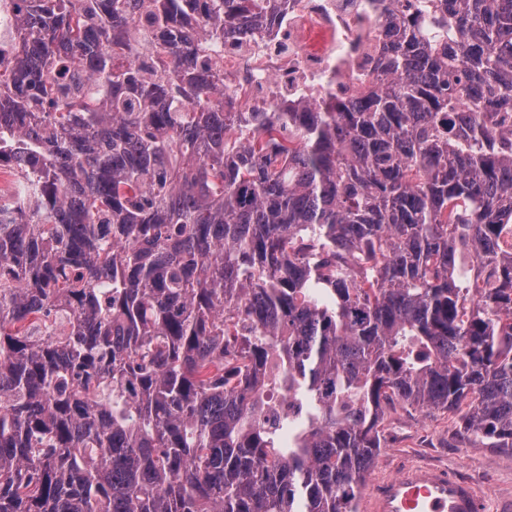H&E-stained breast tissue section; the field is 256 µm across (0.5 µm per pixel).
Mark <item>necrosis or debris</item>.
I'll list each match as a JSON object with an SVG mask.
<instances>
[{
  "mask_svg": "<svg viewBox=\"0 0 512 512\" xmlns=\"http://www.w3.org/2000/svg\"><path fill=\"white\" fill-rule=\"evenodd\" d=\"M425 0H275L277 17L254 40L227 41L211 61L224 74L228 112H294L350 101L387 81L379 60L393 40L387 8L417 15Z\"/></svg>",
  "mask_w": 512,
  "mask_h": 512,
  "instance_id": "1",
  "label": "necrosis or debris"
}]
</instances>
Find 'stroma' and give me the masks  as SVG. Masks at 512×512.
<instances>
[{"label":"stroma","instance_id":"stroma-1","mask_svg":"<svg viewBox=\"0 0 512 512\" xmlns=\"http://www.w3.org/2000/svg\"><path fill=\"white\" fill-rule=\"evenodd\" d=\"M456 422V416L448 413L386 405L378 426L382 448L368 479L394 474L403 458L436 463L470 479L495 512H504L512 506V453L493 448L486 440L459 436Z\"/></svg>","mask_w":512,"mask_h":512}]
</instances>
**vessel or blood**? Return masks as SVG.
I'll return each instance as SVG.
<instances>
[{
	"label": "vessel or blood",
	"instance_id": "1",
	"mask_svg": "<svg viewBox=\"0 0 512 512\" xmlns=\"http://www.w3.org/2000/svg\"><path fill=\"white\" fill-rule=\"evenodd\" d=\"M362 512H490L475 484L448 469L406 463L371 482Z\"/></svg>",
	"mask_w": 512,
	"mask_h": 512
}]
</instances>
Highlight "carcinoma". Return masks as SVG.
<instances>
[{"label": "carcinoma", "mask_w": 512, "mask_h": 512, "mask_svg": "<svg viewBox=\"0 0 512 512\" xmlns=\"http://www.w3.org/2000/svg\"><path fill=\"white\" fill-rule=\"evenodd\" d=\"M267 23L19 4L0 512H357L390 402L512 451V0L393 19L360 100L226 112L207 53Z\"/></svg>", "instance_id": "cac0c4a2"}]
</instances>
